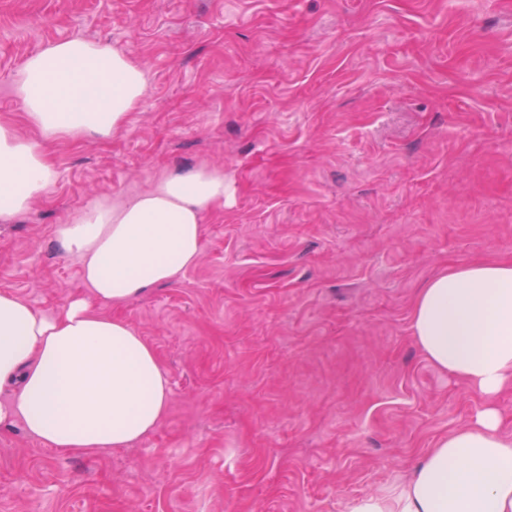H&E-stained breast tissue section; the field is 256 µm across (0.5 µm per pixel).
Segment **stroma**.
I'll return each mask as SVG.
<instances>
[{
	"instance_id": "obj_1",
	"label": "stroma",
	"mask_w": 512,
	"mask_h": 512,
	"mask_svg": "<svg viewBox=\"0 0 512 512\" xmlns=\"http://www.w3.org/2000/svg\"><path fill=\"white\" fill-rule=\"evenodd\" d=\"M80 37L149 86L107 143L48 147L55 177L0 220V289L130 323L170 383L118 452L0 426V512H349L408 481L481 397L411 333L442 269L512 260V0H0V121L13 81ZM203 165L229 198L195 266L115 305L56 230Z\"/></svg>"
}]
</instances>
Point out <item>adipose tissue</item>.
I'll use <instances>...</instances> for the list:
<instances>
[{
  "instance_id": "obj_1",
  "label": "adipose tissue",
  "mask_w": 512,
  "mask_h": 512,
  "mask_svg": "<svg viewBox=\"0 0 512 512\" xmlns=\"http://www.w3.org/2000/svg\"><path fill=\"white\" fill-rule=\"evenodd\" d=\"M27 124L0 122V219L26 211L50 184L46 145L111 139L147 91L144 66L104 43L61 40L15 77ZM224 171L197 167L122 200L103 198L57 230L93 297L120 304L170 284L202 250L205 216L223 208ZM412 334L436 367L479 393L471 423L439 439L412 477L354 501L351 512H512V437L496 398L512 388V261L449 266L420 288ZM0 426L64 453L130 447L166 417L170 390L154 348L125 320L76 299L53 315L0 290Z\"/></svg>"
}]
</instances>
